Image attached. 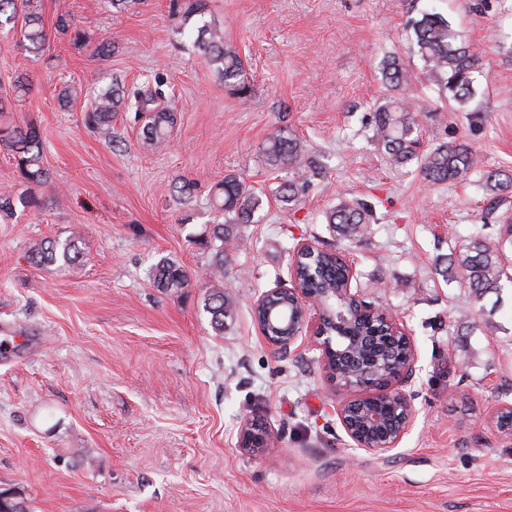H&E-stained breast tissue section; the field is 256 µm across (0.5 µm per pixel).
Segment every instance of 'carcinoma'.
<instances>
[{
    "mask_svg": "<svg viewBox=\"0 0 512 512\" xmlns=\"http://www.w3.org/2000/svg\"><path fill=\"white\" fill-rule=\"evenodd\" d=\"M22 18L20 37L29 49L41 51L49 42L38 12L32 10V0H0V30L15 29L16 19ZM202 38L198 50L210 65L224 88L241 100L250 97L251 88L245 76L244 63L236 48L224 43V29L205 23L200 26ZM411 49L423 61L422 81L437 88L439 95L461 112L469 109L478 94L474 72L480 60L479 53L464 42L448 19L440 13L423 11L412 20ZM55 35L67 36L74 43L83 42V36L73 21L62 14L55 23ZM384 77L391 90L399 96L388 95L373 111L371 139L385 154L387 162L396 168L414 166L421 176L432 183L468 181L477 170V154L464 142H442L427 150H419L418 104L413 95L404 92L408 85V71L404 62L393 57L385 66ZM165 81L157 76L153 82L125 88L120 83L100 92L85 113V123L105 141H112V113L123 106L136 117L148 114L142 123L141 144L152 147L166 141L176 122L172 97L164 90ZM0 145L11 152L16 167L27 188L19 200L31 206L38 204L36 191L47 186L49 172L43 164V144L33 126H0ZM264 163L272 170L283 171L288 179L273 191L276 201L284 207L300 204L313 184L324 176L317 155L288 127L278 128L262 146ZM212 206L224 215V221L209 229L202 244L211 253L212 261L203 276L209 294L205 310L210 325L217 335L224 334V319L232 317L234 301L224 295V242L229 240L231 227L254 224L255 216L269 202L266 195L257 193L236 173L209 189ZM370 206L358 200L338 198L335 205L324 212V221L332 232L352 241L371 233ZM512 248V224L505 225L503 236L492 243L474 234L465 243L454 247L448 267L449 274L467 288L475 303L490 293H496L509 281L506 270V247ZM30 259L38 265H53L60 270L70 269L83 258L76 236L63 241L48 239L35 244L29 251ZM155 287L164 292H176L191 285L195 274L172 258L160 259L153 268ZM344 278L343 269L331 253H326L321 268L300 272L305 288H338ZM327 330L338 336L372 335L375 341L367 358L375 363V376L386 375L387 359L397 352V342L389 336L375 334V329L363 323L336 324V316L329 312L324 318Z\"/></svg>",
    "mask_w": 512,
    "mask_h": 512,
    "instance_id": "carcinoma-1",
    "label": "carcinoma"
}]
</instances>
